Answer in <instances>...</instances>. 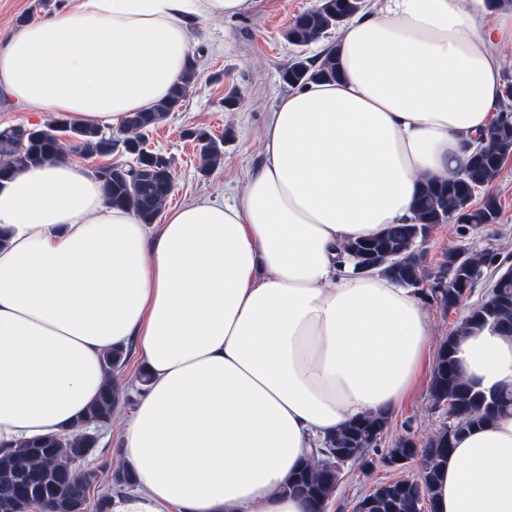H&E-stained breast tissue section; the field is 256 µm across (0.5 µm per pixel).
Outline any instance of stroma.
<instances>
[{
	"instance_id": "stroma-1",
	"label": "stroma",
	"mask_w": 512,
	"mask_h": 512,
	"mask_svg": "<svg viewBox=\"0 0 512 512\" xmlns=\"http://www.w3.org/2000/svg\"><path fill=\"white\" fill-rule=\"evenodd\" d=\"M317 0H259L250 14L218 18L192 28L194 56L198 62L195 92L172 112L168 120L149 132L147 146L173 161L174 190L166 206L175 208L200 196L232 201L238 189L264 159L263 130L270 112L287 96L289 88L281 72L296 56L318 58L336 43L338 31L306 46L288 44L283 33L302 13L315 7ZM68 0H0V39L22 25L64 9ZM236 92L239 105L225 109L223 99ZM204 130L224 141V161L208 176L198 172L199 160L188 133ZM501 205L497 223L481 225L462 233L455 223L436 225L423 245L424 263L437 267L451 248L492 250L512 259V155L503 163L499 176L487 187ZM488 281H481L473 293L453 309L445 310L424 303L423 311L431 326V349L441 345L487 293ZM444 414L432 410L429 383H422L411 397L390 415L387 440L411 433L425 440L435 432ZM334 498V512H351L354 503L378 484L399 478L420 476L418 461L400 469L378 467L364 470L350 466Z\"/></svg>"
}]
</instances>
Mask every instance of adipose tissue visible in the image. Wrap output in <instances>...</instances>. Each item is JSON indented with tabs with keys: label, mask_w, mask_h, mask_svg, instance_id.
I'll return each instance as SVG.
<instances>
[{
	"label": "adipose tissue",
	"mask_w": 512,
	"mask_h": 512,
	"mask_svg": "<svg viewBox=\"0 0 512 512\" xmlns=\"http://www.w3.org/2000/svg\"><path fill=\"white\" fill-rule=\"evenodd\" d=\"M257 0H70L0 45V88L40 112L122 128L168 95L192 23ZM512 8L364 0L340 77L281 99L262 164L232 202L207 196L159 227L108 203L59 159L0 188V446L75 424L102 354L136 345L122 434L133 489L109 512H309L282 494L327 434L415 388L431 329L416 291L341 265L344 242L411 223L422 184L465 162L497 117ZM475 389L512 391V335L456 337ZM433 512H512V414L461 435Z\"/></svg>",
	"instance_id": "1"
}]
</instances>
